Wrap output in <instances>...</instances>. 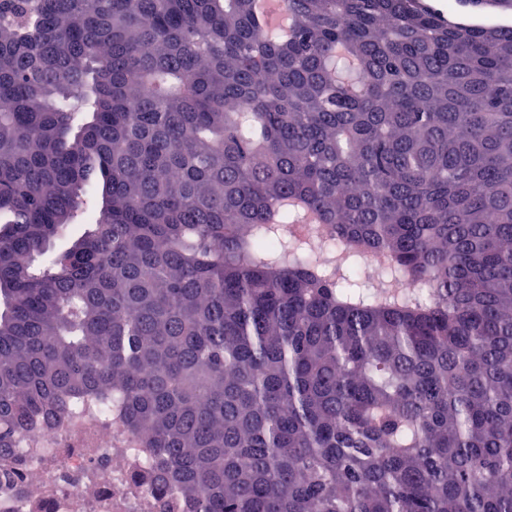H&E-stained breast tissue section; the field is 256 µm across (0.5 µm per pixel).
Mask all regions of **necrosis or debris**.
Wrapping results in <instances>:
<instances>
[{
	"mask_svg": "<svg viewBox=\"0 0 512 512\" xmlns=\"http://www.w3.org/2000/svg\"><path fill=\"white\" fill-rule=\"evenodd\" d=\"M42 447L19 444L17 454L30 497L49 498L53 512H155L148 488L127 493L130 449L111 433L80 420L59 425L45 420Z\"/></svg>",
	"mask_w": 512,
	"mask_h": 512,
	"instance_id": "4bbe7bcc",
	"label": "necrosis or debris"
}]
</instances>
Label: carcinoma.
<instances>
[{
    "label": "carcinoma",
    "instance_id": "cac0c4a2",
    "mask_svg": "<svg viewBox=\"0 0 512 512\" xmlns=\"http://www.w3.org/2000/svg\"><path fill=\"white\" fill-rule=\"evenodd\" d=\"M285 2L0 0L16 495L108 418L162 512H512V28ZM257 12L266 25L275 27L279 37H288V11L283 2L274 0H256Z\"/></svg>",
    "mask_w": 512,
    "mask_h": 512
}]
</instances>
